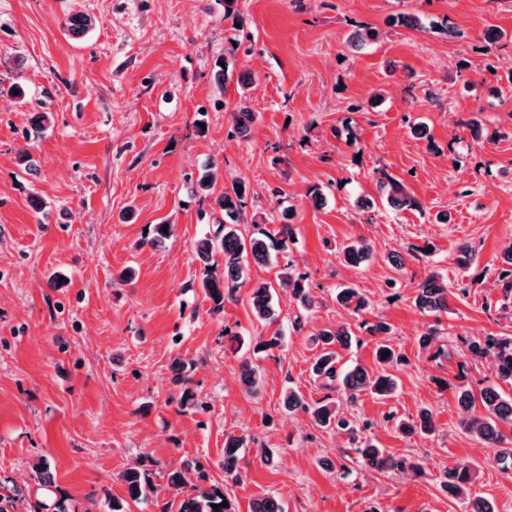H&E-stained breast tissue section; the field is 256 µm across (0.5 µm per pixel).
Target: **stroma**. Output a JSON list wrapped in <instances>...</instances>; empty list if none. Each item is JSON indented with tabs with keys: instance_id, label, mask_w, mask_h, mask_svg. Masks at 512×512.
Wrapping results in <instances>:
<instances>
[{
	"instance_id": "obj_1",
	"label": "stroma",
	"mask_w": 512,
	"mask_h": 512,
	"mask_svg": "<svg viewBox=\"0 0 512 512\" xmlns=\"http://www.w3.org/2000/svg\"><path fill=\"white\" fill-rule=\"evenodd\" d=\"M77 13L95 21L79 38L64 29ZM401 15L425 29L400 25ZM360 25L378 36L356 51L347 42ZM494 29L504 37L491 46ZM233 45L235 76L221 90L216 64ZM242 74L253 79L244 89ZM242 105L255 114L245 138L233 130ZM40 112L52 123L27 138ZM417 123L428 138L412 134ZM22 151L31 169L19 165ZM210 162L221 177L203 198L192 189ZM385 174L420 209L389 208ZM234 180L250 188L243 236L276 234L286 210L294 239L251 265L249 284L216 315L195 244L222 218L216 196ZM362 196L376 207L358 209ZM167 222L173 236L151 245L153 226ZM358 239L374 254L353 266L339 248ZM461 243L476 251L466 271L455 261ZM511 244L512 0H238L231 17L222 0H0V486L13 491V512H43V461L71 512H110L114 499L128 512H178L183 496L210 485L234 512L266 495L283 512H461L438 480L465 460L479 467L471 495L512 512V476L462 431L453 396L460 378L476 390L499 385L492 359L465 362L463 339L512 336L502 260ZM393 251L403 269L388 262ZM288 263L313 308L282 292L277 322L258 320L251 285L277 283ZM432 273L469 286L438 320L413 303ZM342 286L368 309L339 306ZM380 321L402 357L397 391L360 395L345 411L370 422L388 452L415 458L418 476L357 466L347 435L283 407L289 388L326 397L312 336L327 326L352 329L340 368L378 371L367 328ZM432 327L445 356L420 345ZM277 332L280 347L253 354L251 343ZM246 360L259 369L254 391L241 381ZM180 361L193 366V407L180 406L171 383ZM424 408L434 434L398 431ZM231 434L246 439L236 479L224 474ZM140 465L157 492L133 501L121 475ZM175 469L186 477L178 492L167 487Z\"/></svg>"
}]
</instances>
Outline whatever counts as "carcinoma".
Returning <instances> with one entry per match:
<instances>
[{
  "label": "carcinoma",
  "instance_id": "1",
  "mask_svg": "<svg viewBox=\"0 0 512 512\" xmlns=\"http://www.w3.org/2000/svg\"><path fill=\"white\" fill-rule=\"evenodd\" d=\"M94 24L89 15L76 14L68 18L65 24L67 32L74 37L85 35ZM254 121L253 112L241 107L234 113L235 132L244 135ZM218 176L214 167L206 169L197 179L194 189L198 193L209 192L217 182ZM380 190L386 196L390 206L395 209L417 210L420 202L409 195L404 184L390 176L380 182ZM246 184L236 182L231 188L224 190L218 198V204L224 211V221L218 223L215 234H207L196 242V253L202 260H209L213 254H223L224 269L207 266L206 277L201 288L206 298L212 302L215 312L224 309V302L236 296L239 288L248 280L249 262L264 265L270 259V250L283 247L292 237L293 225L282 223L278 229L281 240H276L266 232L249 239L242 237L237 225L244 220ZM344 260L349 264H359L370 258L372 247L360 239L346 243L341 248ZM305 277L286 264L280 274V284L288 291L289 297L304 310L312 308L314 297L304 284ZM275 290L266 283H257L249 292V305L253 314L261 321L276 322ZM337 302L353 314L361 313L366 307V300L354 288H343L337 294ZM417 309L424 315L439 317L448 313V284L435 274L427 276L417 288L414 299ZM373 336L381 337L376 343L375 358L380 370L372 374L361 367H356L344 375L339 374L338 351L336 347L347 348L351 345L352 333L345 323L328 326L314 335V342L322 346L312 371L320 379L327 381L325 387L340 391L345 399L353 403L362 393H371L380 397L392 394L397 386L396 380L388 372V367L400 361L393 346L383 339L389 333V326L379 322L368 328ZM388 352L382 356V352ZM466 352L472 361H480L488 357L493 359L498 379L512 385V336L488 334L482 338H473L466 343ZM455 395L462 417L460 427L480 443L489 448H497L503 441L501 426L512 425V398L504 397L497 388L487 386L474 391L468 386L460 385ZM481 403L484 413H475L476 403ZM284 407L290 411H301L310 415L316 425L346 431L351 435L362 434L368 430L370 423L362 424L348 420L331 402L319 401L308 403L304 397L294 390L287 391L283 396ZM436 422L433 411L423 408L417 416L399 425L404 435L431 434L435 432ZM245 440L241 436L230 435L224 441V473L232 474L238 469L239 449L244 447ZM358 463L379 472L386 471H420L417 464L406 456H396L384 448L364 439L356 448ZM478 466L471 462L456 463L443 468L441 472V488L449 497L458 499L464 504V512H497L492 502L470 496V484L476 478ZM127 485L128 495L137 500L155 493L150 475L137 468H129L122 474ZM225 500L224 489L211 485L198 492L195 496H187L181 500L178 512H232L231 507L215 509L213 505Z\"/></svg>",
  "mask_w": 512,
  "mask_h": 512
}]
</instances>
